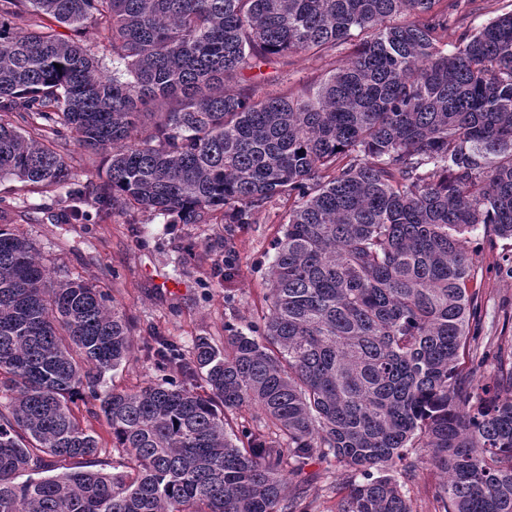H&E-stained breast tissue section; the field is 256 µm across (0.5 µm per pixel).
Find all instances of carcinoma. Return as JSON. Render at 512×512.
I'll use <instances>...</instances> for the list:
<instances>
[{
  "mask_svg": "<svg viewBox=\"0 0 512 512\" xmlns=\"http://www.w3.org/2000/svg\"><path fill=\"white\" fill-rule=\"evenodd\" d=\"M476 0H0V181L57 192L70 143L102 157L91 194L167 224H254L290 203L258 331L158 336L137 390L98 386L133 350L117 299L50 273L0 224V512H306L286 475L314 458L348 482L336 512H414L419 462L441 512H512V345L458 371L480 282L469 245L512 239V12ZM412 15L413 21L390 23ZM107 31L98 47L87 28ZM362 35L315 89L224 82ZM112 73L99 69V57ZM62 68H56V65ZM89 394L128 454L74 407ZM262 411L275 437L238 436ZM77 466L49 478L46 458ZM512 11V0H485L481 9L467 13L463 25L475 30L498 15ZM75 412L83 426L96 433L99 438L100 448L98 454L92 460L94 463L90 469L109 473H117L124 470L121 463L124 462L125 453L123 448L112 447V434L104 417L87 412L86 407L82 404H80L78 409L75 408ZM236 425L234 429L241 437L242 431H262L266 434H271L274 431L273 427H268L266 419L261 411L257 409H243L236 415Z\"/></svg>",
  "mask_w": 512,
  "mask_h": 512,
  "instance_id": "carcinoma-1",
  "label": "carcinoma"
}]
</instances>
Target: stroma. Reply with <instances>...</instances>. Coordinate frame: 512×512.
<instances>
[{
    "mask_svg": "<svg viewBox=\"0 0 512 512\" xmlns=\"http://www.w3.org/2000/svg\"><path fill=\"white\" fill-rule=\"evenodd\" d=\"M351 50L346 43L323 59L301 54L290 66L266 69L267 79L257 84L255 96L274 95L287 86H316L345 64ZM4 191L10 205L0 220L16 225L33 242L53 276L90 278L119 300L135 351L106 374L104 390H129L159 379L148 352L156 337H170L186 350L200 336L220 343L226 327L259 322L268 312L267 274L286 221L285 202H272L254 224H163L146 215L133 220L108 214L95 203L84 205L83 219L77 222L56 194L33 193L7 180L0 182V193ZM509 255L512 241L500 240L475 256L482 286L483 349L512 336ZM76 414L99 438L94 469L120 472L124 452L113 447L104 417L83 406ZM343 478L342 468L316 459L302 474L288 476L285 493L304 489L308 512H336L334 487Z\"/></svg>",
    "mask_w": 512,
    "mask_h": 512,
    "instance_id": "35a3bbf8",
    "label": "stroma"
}]
</instances>
